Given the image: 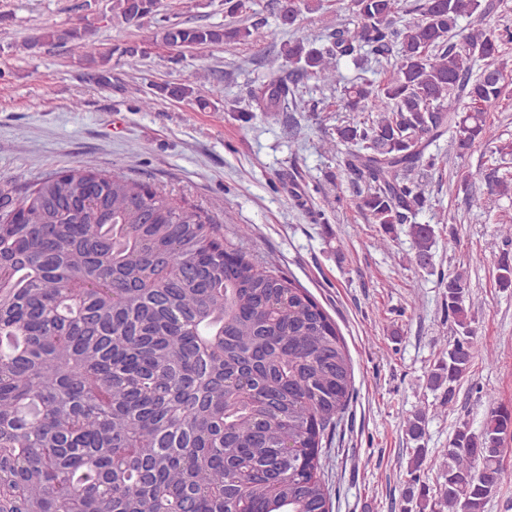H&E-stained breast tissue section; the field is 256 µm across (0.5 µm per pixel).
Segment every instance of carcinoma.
Returning a JSON list of instances; mask_svg holds the SVG:
<instances>
[{"label": "carcinoma", "instance_id": "carcinoma-1", "mask_svg": "<svg viewBox=\"0 0 512 512\" xmlns=\"http://www.w3.org/2000/svg\"><path fill=\"white\" fill-rule=\"evenodd\" d=\"M400 0H349L352 25L329 45L303 41L268 59L296 65L363 120L336 128L352 145L346 167L368 186L358 208L387 231L408 225L416 260L431 257L435 229L416 222L427 197L416 172L448 132L460 155L488 137V108L508 94L502 47L512 30L470 29L458 19L480 0H415L402 27ZM161 0H112L103 19L129 27L160 14ZM249 0H224L225 16ZM164 46L274 43L257 25L186 26L163 19ZM86 18L46 27L23 47L65 48L109 82L112 56L144 58L137 42L100 47ZM368 52L393 59L387 78L344 82L338 63ZM485 67L475 69L477 62ZM192 83L154 95L198 98ZM295 94L271 81L254 95L265 112ZM493 166L458 175L466 192L483 181L502 195L512 182ZM0 512H330L319 448L353 396L348 352L335 323L296 281L228 246L204 211L150 185L88 165L39 180L22 199L0 183ZM495 280L512 288V261ZM454 343L431 373L449 402L471 371V298L448 276ZM412 440L426 418L408 421ZM512 405L479 429L460 424L435 504L485 512L508 479Z\"/></svg>", "mask_w": 512, "mask_h": 512}]
</instances>
